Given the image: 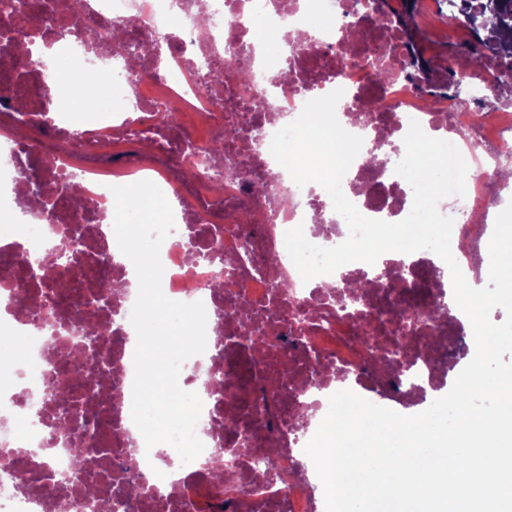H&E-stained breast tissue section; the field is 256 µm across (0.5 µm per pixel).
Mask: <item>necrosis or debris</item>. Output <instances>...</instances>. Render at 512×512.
Listing matches in <instances>:
<instances>
[{"label": "necrosis or debris", "mask_w": 512, "mask_h": 512, "mask_svg": "<svg viewBox=\"0 0 512 512\" xmlns=\"http://www.w3.org/2000/svg\"><path fill=\"white\" fill-rule=\"evenodd\" d=\"M13 2L0 0V76L17 85L0 101V512H48L55 493L63 512H89L87 494L113 504L131 482L150 512H317L304 447L332 394L378 388L365 372L370 353L361 336L375 330L387 347L414 355L397 390L412 396L443 371L438 354L456 344L460 310L448 299L443 260L428 250L414 252L411 267L352 262L302 282L286 232L303 227L312 244L329 248L349 229L326 191L298 186L275 161L272 137L307 101L343 89L336 116L365 142L343 192L365 217L390 223L413 204L411 186L395 172L410 121L452 143L468 164L466 193L443 199L439 211L453 220L451 250L463 274L488 275L503 209L492 183L512 163V96L482 99L497 82L496 60L460 69L472 102L436 103L411 78L412 56L394 24L405 0H385L382 23L366 16L361 0H55L48 15ZM259 22L279 35L284 54L267 53L254 34ZM63 24L70 32L61 37ZM118 26L138 41L166 44L164 69L110 67L108 40ZM38 44L60 62L81 54L132 112L109 110L81 125L50 112L47 64L25 60ZM377 51L389 82H378L365 62ZM204 82L210 94H199ZM171 101L197 123L170 127L162 107ZM230 127L240 138L212 154ZM380 137L388 148L371 155L368 145ZM138 175L178 203L174 242L160 252L162 291L203 302L207 314V348L182 366L185 390L203 401L196 433L204 450L186 465L171 447L146 453L131 418L137 294L129 266L110 260L117 240L106 215L112 186ZM34 180L44 193L32 206L25 190ZM75 192L83 207L69 206ZM49 242L100 265L112 290L63 284L49 265L17 276ZM357 280L372 290L353 318L336 294ZM436 308L438 321L415 325V314ZM243 310L258 316L255 332L241 331Z\"/></svg>", "instance_id": "1"}]
</instances>
